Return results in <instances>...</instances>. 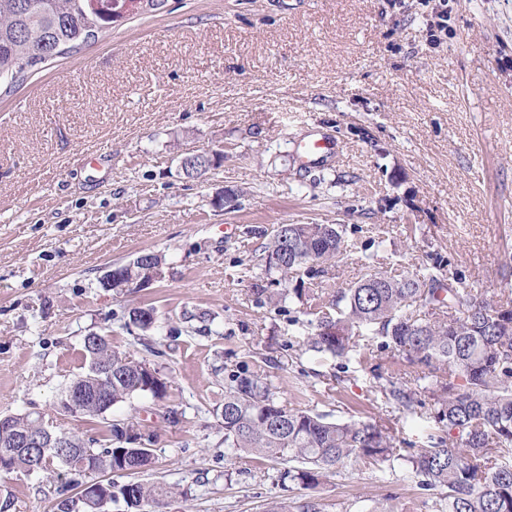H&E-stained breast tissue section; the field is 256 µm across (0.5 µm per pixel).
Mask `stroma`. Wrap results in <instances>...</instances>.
I'll return each instance as SVG.
<instances>
[{"label": "stroma", "mask_w": 512, "mask_h": 512, "mask_svg": "<svg viewBox=\"0 0 512 512\" xmlns=\"http://www.w3.org/2000/svg\"><path fill=\"white\" fill-rule=\"evenodd\" d=\"M326 135L338 153L304 163L302 143ZM211 150L220 166L185 179L180 158ZM289 223L342 225L347 249L328 288L258 305L265 246ZM146 251L159 279L100 287ZM437 262L487 294L512 289V0H163L0 94V416L94 435L59 398L86 369L84 336L108 334L168 382L166 398L108 413L156 430L141 479L173 489L156 512H441L443 490L400 463L282 480L283 464L225 448L213 414L244 369L289 407L396 420L426 444V417L381 409L368 368L306 341L312 294ZM149 306L166 322L150 355L119 321ZM70 479L0 477V512H54Z\"/></svg>", "instance_id": "stroma-1"}]
</instances>
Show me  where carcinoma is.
I'll use <instances>...</instances> for the list:
<instances>
[{
	"instance_id": "1",
	"label": "carcinoma",
	"mask_w": 512,
	"mask_h": 512,
	"mask_svg": "<svg viewBox=\"0 0 512 512\" xmlns=\"http://www.w3.org/2000/svg\"><path fill=\"white\" fill-rule=\"evenodd\" d=\"M117 24L92 0H0V85L12 86L39 64L99 37ZM346 249L337 224H280L266 247L265 268L289 280L319 277ZM162 256L147 252L142 263L125 274L150 284L162 275ZM129 322L144 333L162 327L153 307L133 308ZM368 336L384 338L380 348L393 349L412 369L383 377L371 364L373 352L360 363L372 365L383 403L414 413L432 401L434 429L445 433L428 448L406 442L397 452L394 427L371 421L330 422L322 414L291 409L280 403L271 384L259 375L231 372L224 403L216 412L224 429V447L271 461L296 462L282 478L313 487L319 477L347 461L365 467L409 465L423 489L447 490L448 512H512V291L497 300L469 287L457 271L424 265L416 271L389 275L368 272L347 289L336 291L329 309L321 311L308 350L346 358ZM87 370L75 377L59 401L67 412L97 424L98 436L84 439L52 429L42 448L31 455L13 449L12 462L0 474L15 471L52 473L63 466L80 475H108L109 497L78 499L59 490L57 512H109L122 500L127 512H151L171 494L163 485L138 479L152 464L155 433L146 425L106 421L111 406L149 393L167 394V382L144 359L119 351L106 335L90 333L83 340ZM97 389L71 406L73 387ZM37 413L9 416L0 430V452L17 434L42 432Z\"/></svg>"
}]
</instances>
